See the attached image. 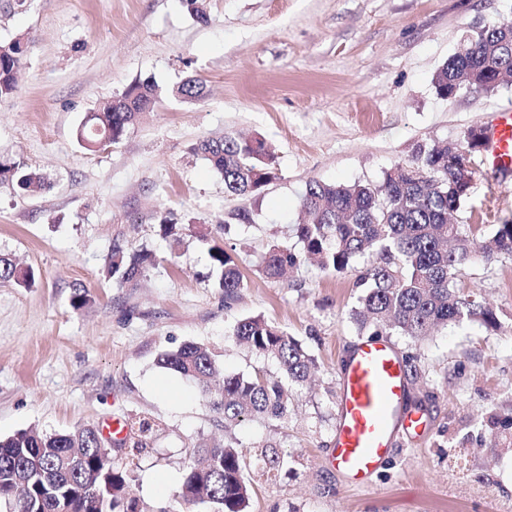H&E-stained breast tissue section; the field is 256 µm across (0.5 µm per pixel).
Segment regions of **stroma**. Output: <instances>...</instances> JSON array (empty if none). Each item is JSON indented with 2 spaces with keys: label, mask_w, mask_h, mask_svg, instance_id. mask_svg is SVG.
<instances>
[{
  "label": "stroma",
  "mask_w": 512,
  "mask_h": 512,
  "mask_svg": "<svg viewBox=\"0 0 512 512\" xmlns=\"http://www.w3.org/2000/svg\"><path fill=\"white\" fill-rule=\"evenodd\" d=\"M0 0V44L24 36L17 89L0 98V163L45 173L48 189L0 186V255L32 268L22 288L0 281V438L35 429L64 433L120 416L131 432L112 459L131 463L128 489L143 512H196L177 497L186 464L204 443L242 454L247 512H512V257L462 270L499 321L465 320L414 340H388L403 356L408 408L427 432L403 433L370 486L347 481L330 459L339 370L371 329L352 312L354 271L301 263L288 279L259 267L271 246H297L309 182L380 184L416 143L454 142L512 107V84L473 96L438 95L434 77L465 37L512 20V0ZM203 81L192 100L175 90ZM162 90L120 143L90 151L77 139L88 112L136 80ZM260 136L276 177L237 196L197 153L206 138ZM456 221L488 241L512 223V174L475 153ZM246 210L249 224L218 220ZM181 225L179 242L159 222ZM148 248L157 263L138 287L102 273L113 244ZM232 256L245 286L216 288L208 251ZM90 304L74 310V289ZM263 316L293 336L316 366L293 389L282 419L225 426L193 382L160 367V354L195 342L226 374L280 377L274 359L239 345L235 323ZM153 432L139 447L140 420ZM276 453L282 469L264 456Z\"/></svg>",
  "instance_id": "1"
}]
</instances>
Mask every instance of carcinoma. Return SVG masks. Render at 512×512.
Returning a JSON list of instances; mask_svg holds the SVG:
<instances>
[{"label":"carcinoma","mask_w":512,"mask_h":512,"mask_svg":"<svg viewBox=\"0 0 512 512\" xmlns=\"http://www.w3.org/2000/svg\"><path fill=\"white\" fill-rule=\"evenodd\" d=\"M22 37L0 45V98L16 91L15 74L26 54ZM512 82V23L492 22L468 42L464 53L453 55L436 73L437 93L446 98L455 86L469 93H488ZM159 86L149 81L131 84L120 96L102 102L80 132L89 150L103 138L116 144L138 115L150 109ZM469 137L453 153L448 144L419 142L411 156L396 162L378 185H333L311 182L301 198L306 219L296 225L305 253L318 259L325 271L354 269L357 258L371 252L379 262L356 276L362 289L353 313L360 327L377 326L419 339L440 325L477 320L497 326L495 313L474 293L454 287L462 267L488 262L496 255L512 257V224L497 225L493 247L486 248L451 217L467 198L469 187L460 173L472 153ZM197 151L224 177L225 189L251 195L275 178V156L262 139L245 140L232 134L204 139ZM22 193L46 189L44 178L20 165L0 164V185ZM218 274L216 286L231 300L244 288L243 276L224 248L210 250ZM149 249L126 251L115 243L105 264L106 277L120 288H134L154 265ZM300 254L287 245H274L265 255L261 272L277 279L298 268ZM0 279L28 287L33 274L15 275L10 258L0 256ZM232 336L251 349L274 358L288 382L299 385L308 377L312 358L287 333L264 317L249 316L233 327ZM161 367L195 382L213 409L233 423L263 415L288 414V386L257 374L226 375L204 345L187 343L159 357ZM103 438L92 427L69 433L19 431L0 439V503L9 512H137L126 499L130 469L106 461ZM204 465H189L179 497L211 512H245L250 499L241 455L231 445L197 449Z\"/></svg>","instance_id":"obj_1"}]
</instances>
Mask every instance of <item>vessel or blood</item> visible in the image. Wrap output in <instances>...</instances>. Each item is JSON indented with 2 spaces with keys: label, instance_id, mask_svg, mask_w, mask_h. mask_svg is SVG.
<instances>
[{
  "label": "vessel or blood",
  "instance_id": "obj_1",
  "mask_svg": "<svg viewBox=\"0 0 512 512\" xmlns=\"http://www.w3.org/2000/svg\"><path fill=\"white\" fill-rule=\"evenodd\" d=\"M486 159L512 171V110L496 112L487 131ZM403 361L384 338L359 342L340 366L338 421L331 461L350 483L370 484L391 455L399 431L424 430L422 415L406 411Z\"/></svg>",
  "mask_w": 512,
  "mask_h": 512
}]
</instances>
